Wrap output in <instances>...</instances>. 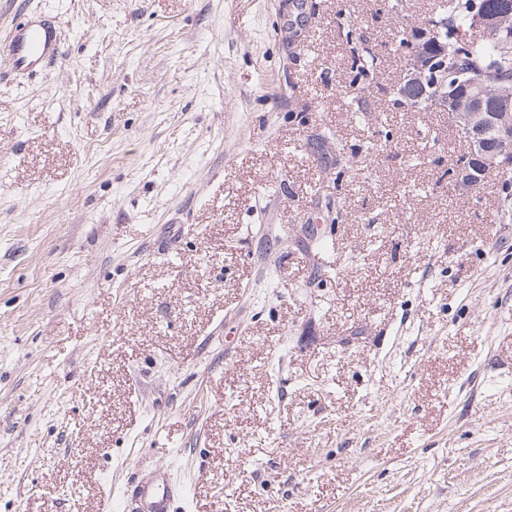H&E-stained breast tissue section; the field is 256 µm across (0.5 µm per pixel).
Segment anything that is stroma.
Returning <instances> with one entry per match:
<instances>
[{"label":"stroma","instance_id":"stroma-1","mask_svg":"<svg viewBox=\"0 0 512 512\" xmlns=\"http://www.w3.org/2000/svg\"><path fill=\"white\" fill-rule=\"evenodd\" d=\"M436 4L0 0L61 27L0 52V512H512V188L395 95ZM59 28L50 20L30 19L16 24L3 44L13 69L21 75L43 67L58 54ZM184 495V489L174 484L165 470H157L154 475L139 482L129 498L124 499L120 511L173 512L176 499Z\"/></svg>","mask_w":512,"mask_h":512}]
</instances>
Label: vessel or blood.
I'll list each match as a JSON object with an SVG mask.
<instances>
[{
	"label": "vessel or blood",
	"mask_w": 512,
	"mask_h": 512,
	"mask_svg": "<svg viewBox=\"0 0 512 512\" xmlns=\"http://www.w3.org/2000/svg\"><path fill=\"white\" fill-rule=\"evenodd\" d=\"M59 42V29L53 21L30 19L12 27L0 47L6 50L13 69L24 75L56 57ZM183 494V488L174 484L166 471L159 470L139 482L118 507L123 512H172L175 500Z\"/></svg>",
	"instance_id": "1"
}]
</instances>
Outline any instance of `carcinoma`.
I'll list each match as a JSON object with an SVG mask.
<instances>
[{"label":"carcinoma","mask_w":512,"mask_h":512,"mask_svg":"<svg viewBox=\"0 0 512 512\" xmlns=\"http://www.w3.org/2000/svg\"><path fill=\"white\" fill-rule=\"evenodd\" d=\"M484 13L504 15L499 27L476 37V17ZM432 39L419 43L418 33L400 41L413 53H429L435 59L438 81L466 97L483 96L490 102L500 90L512 89V0H439L435 16L427 20Z\"/></svg>","instance_id":"cac0c4a2"}]
</instances>
